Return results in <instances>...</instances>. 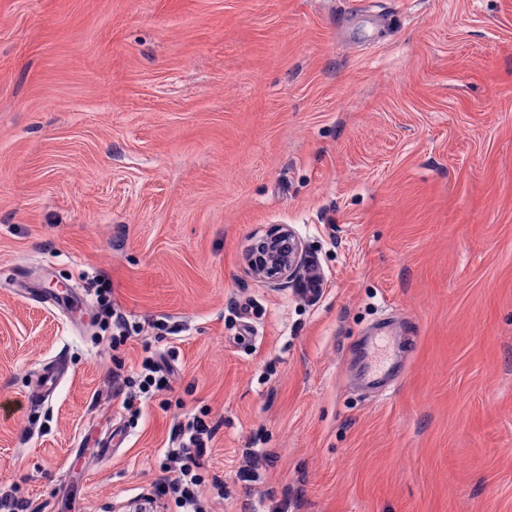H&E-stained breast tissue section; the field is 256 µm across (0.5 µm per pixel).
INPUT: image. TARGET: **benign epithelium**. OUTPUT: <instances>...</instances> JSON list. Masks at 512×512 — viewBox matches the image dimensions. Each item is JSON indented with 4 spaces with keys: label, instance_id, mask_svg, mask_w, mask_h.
<instances>
[{
    "label": "benign epithelium",
    "instance_id": "7a95c632",
    "mask_svg": "<svg viewBox=\"0 0 512 512\" xmlns=\"http://www.w3.org/2000/svg\"><path fill=\"white\" fill-rule=\"evenodd\" d=\"M304 252L302 240L291 227H272L252 244L248 271L273 288L293 282L304 294L310 289L317 293L323 277L316 265L305 261Z\"/></svg>",
    "mask_w": 512,
    "mask_h": 512
}]
</instances>
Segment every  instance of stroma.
Instances as JSON below:
<instances>
[{
    "label": "stroma",
    "mask_w": 512,
    "mask_h": 512,
    "mask_svg": "<svg viewBox=\"0 0 512 512\" xmlns=\"http://www.w3.org/2000/svg\"><path fill=\"white\" fill-rule=\"evenodd\" d=\"M275 224L318 295L248 274ZM203 410L208 512H512V0H0V498L123 512ZM97 300L100 306L104 327L110 328L112 325V348H115L117 344L121 345L126 343L131 338L137 337L132 336L133 327L129 324L121 312H118L117 309L112 307V302L110 298H107L106 294H98ZM114 329L118 332L117 334L114 333ZM112 374V389L115 397L122 400V408L129 414L130 421L135 423L140 413L142 397L154 393L169 392L173 389L171 369H164L153 356L142 359L138 383L128 379L120 370ZM137 386V390L135 387ZM62 362H56L45 366L38 378L35 387L28 393V401L32 405H38L45 401L49 393L52 392L58 385L63 375Z\"/></svg>",
    "instance_id": "35a3bbf8"
}]
</instances>
